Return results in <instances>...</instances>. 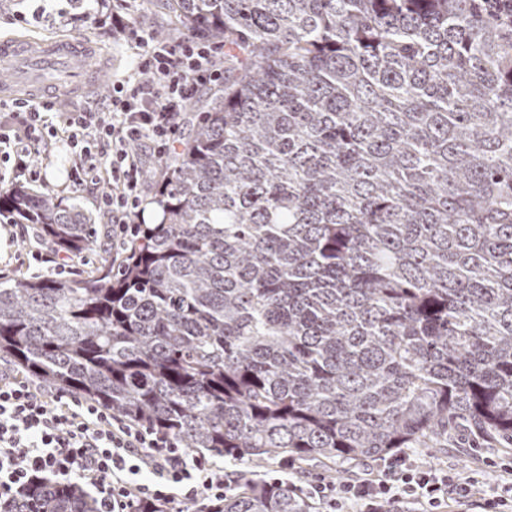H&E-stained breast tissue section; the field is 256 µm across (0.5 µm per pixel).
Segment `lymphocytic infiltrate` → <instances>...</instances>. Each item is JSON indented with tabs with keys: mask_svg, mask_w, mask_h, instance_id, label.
I'll use <instances>...</instances> for the list:
<instances>
[{
	"mask_svg": "<svg viewBox=\"0 0 512 512\" xmlns=\"http://www.w3.org/2000/svg\"><path fill=\"white\" fill-rule=\"evenodd\" d=\"M135 50L134 74L112 84L105 110L57 112L23 99L0 124V183L33 181L35 155L69 149L75 185H104L99 210L112 221V250L136 237L146 195L147 158L170 161L186 135L185 109L201 88L224 78V42L213 36L158 37L141 21L113 18ZM244 473L218 458L193 454L176 440L131 424L68 391H48L15 370H0V512L34 481H66L95 504V512H172L194 502L220 512L226 491ZM471 475L424 467L409 455L368 461L342 484L319 479L303 495L322 512H512V464L505 478L474 501Z\"/></svg>",
	"mask_w": 512,
	"mask_h": 512,
	"instance_id": "1",
	"label": "lymphocytic infiltrate"
}]
</instances>
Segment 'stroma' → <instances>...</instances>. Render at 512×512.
Returning <instances> with one entry per match:
<instances>
[{
	"instance_id": "stroma-1",
	"label": "stroma",
	"mask_w": 512,
	"mask_h": 512,
	"mask_svg": "<svg viewBox=\"0 0 512 512\" xmlns=\"http://www.w3.org/2000/svg\"><path fill=\"white\" fill-rule=\"evenodd\" d=\"M164 0H76L65 15L36 23L30 14L33 0H0V38L25 35L37 39L57 37L83 39L91 42L94 68L102 72L97 89L74 92L57 98L55 106L65 112H98L107 104L112 93V83L129 75L134 68V55L123 44L113 23V15L139 13L148 25L160 32L179 35L183 26L172 23L163 7ZM40 176L34 189L56 196L62 204L77 205L92 215L95 223L103 218L96 212V200L103 191L102 186L87 184L73 188L68 179V151L65 145H57L50 159L40 162ZM412 454L419 464L446 466L455 471L476 474L482 484L497 483L501 475V464L512 462L511 448H476L466 432H458L449 438L443 448H416ZM495 459L492 467L482 465V457ZM248 472L262 480L281 479L291 485L303 486L318 475L343 481L353 466L349 463L327 465L315 459L305 464H288L282 460H266L260 463L246 462Z\"/></svg>"
}]
</instances>
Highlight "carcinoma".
<instances>
[{
	"instance_id": "carcinoma-1",
	"label": "carcinoma",
	"mask_w": 512,
	"mask_h": 512,
	"mask_svg": "<svg viewBox=\"0 0 512 512\" xmlns=\"http://www.w3.org/2000/svg\"><path fill=\"white\" fill-rule=\"evenodd\" d=\"M224 89L159 222L81 280H0V358L229 460L512 445V0H167ZM78 255L92 218L0 193ZM12 512H94L36 482ZM223 512H315L254 481Z\"/></svg>"
}]
</instances>
